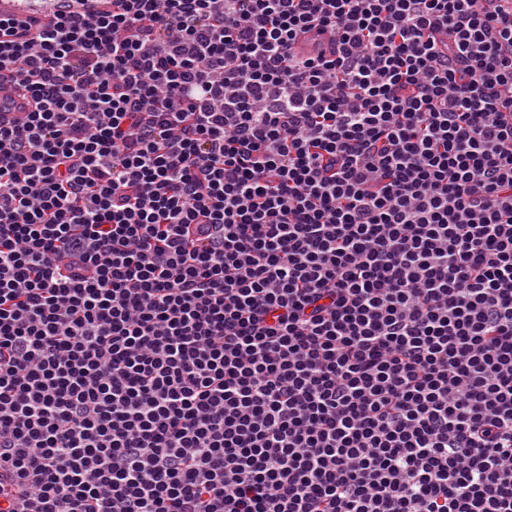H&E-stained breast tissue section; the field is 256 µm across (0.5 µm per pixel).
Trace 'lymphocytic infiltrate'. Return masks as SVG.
Instances as JSON below:
<instances>
[{
  "instance_id": "f902f5d3",
  "label": "lymphocytic infiltrate",
  "mask_w": 512,
  "mask_h": 512,
  "mask_svg": "<svg viewBox=\"0 0 512 512\" xmlns=\"http://www.w3.org/2000/svg\"><path fill=\"white\" fill-rule=\"evenodd\" d=\"M0 14V512H512V0Z\"/></svg>"
}]
</instances>
